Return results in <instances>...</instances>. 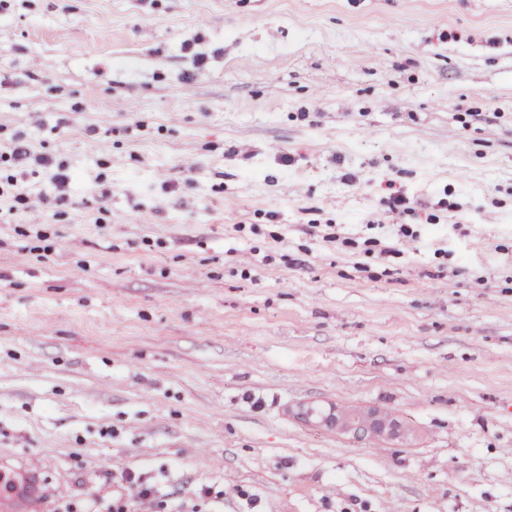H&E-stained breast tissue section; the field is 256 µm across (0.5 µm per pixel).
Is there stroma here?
I'll list each match as a JSON object with an SVG mask.
<instances>
[{
	"label": "stroma",
	"mask_w": 512,
	"mask_h": 512,
	"mask_svg": "<svg viewBox=\"0 0 512 512\" xmlns=\"http://www.w3.org/2000/svg\"><path fill=\"white\" fill-rule=\"evenodd\" d=\"M18 133L53 159L0 200L18 512H162L121 472L187 512H512V0H9ZM298 415L308 421L320 423L336 430L351 434L356 438L365 436L385 437L390 439L403 438L398 426L389 414L384 411L371 409L355 410H319L312 406L302 405ZM112 480L113 482L126 485L133 496L141 501H149L152 503L158 498L155 486L143 480L141 476L136 477V475L130 472H125L120 475L113 474Z\"/></svg>",
	"instance_id": "obj_1"
}]
</instances>
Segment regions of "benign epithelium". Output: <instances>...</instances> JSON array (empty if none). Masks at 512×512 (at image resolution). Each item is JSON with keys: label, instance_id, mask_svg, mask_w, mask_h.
I'll use <instances>...</instances> for the list:
<instances>
[{"label": "benign epithelium", "instance_id": "1", "mask_svg": "<svg viewBox=\"0 0 512 512\" xmlns=\"http://www.w3.org/2000/svg\"><path fill=\"white\" fill-rule=\"evenodd\" d=\"M298 415L308 422L334 427L336 430L351 434L356 438L373 436L397 439L401 437L393 418L386 412L377 409L334 411L332 409L319 410L312 406L302 405L298 408Z\"/></svg>", "mask_w": 512, "mask_h": 512}]
</instances>
